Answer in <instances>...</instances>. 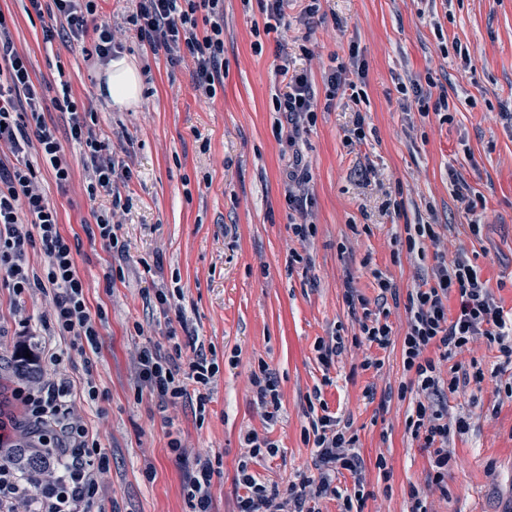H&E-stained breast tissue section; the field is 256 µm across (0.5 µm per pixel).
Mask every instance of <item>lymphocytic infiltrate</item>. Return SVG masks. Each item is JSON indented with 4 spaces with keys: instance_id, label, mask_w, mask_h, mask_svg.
<instances>
[{
    "instance_id": "1",
    "label": "lymphocytic infiltrate",
    "mask_w": 512,
    "mask_h": 512,
    "mask_svg": "<svg viewBox=\"0 0 512 512\" xmlns=\"http://www.w3.org/2000/svg\"><path fill=\"white\" fill-rule=\"evenodd\" d=\"M29 0L35 13H47L43 25L45 42L58 37L81 39L94 34V52L100 59L114 55L116 46L109 26L97 23L94 0ZM132 18L138 36L152 54H164L171 64L191 60L195 88L214 98L224 84V0H137ZM0 59L6 63L0 78V144L9 145L18 161L0 162V269L15 293L32 289L51 295L43 319L45 330L70 337L72 343L98 348L97 318L89 311L85 284L77 273L72 246L60 230L58 213L35 185L36 170L24 161L29 147H38L51 165L58 185L71 178V163L42 113V87L32 79L25 57L15 47L4 15L0 14ZM69 114L70 139L81 146L83 158L92 171L89 196L111 192L115 166L112 145L99 135L93 113L79 111L70 93L58 102ZM315 94L306 74L292 72L287 91L276 100L277 111L286 115L288 142H295L302 126L316 119ZM43 252L42 270L24 262L28 249ZM457 296V312L448 308L449 296ZM409 314L402 339V365L408 378L400 396L410 399L406 425L412 435L422 437L431 448L426 485L447 492L448 471L455 462L451 442L468 427L464 415H449L443 395L456 391L458 375L443 376V362L461 353L481 337L512 360V318L492 297L480 269L466 255L458 253L452 262H439L431 278L421 280L407 294ZM437 357H430L429 349ZM219 368L205 357L181 364L154 343L138 354L137 374L142 388L162 404L175 405L196 399L205 407L206 394ZM26 406L24 431L36 436L45 448L42 467L20 473L0 464V512H88L99 489L107 460L100 456L98 443L82 420L72 412L73 386L54 376L19 389ZM313 474H298L286 489L266 483L250 470L258 457H273L278 446L256 434L246 437V451L237 468L240 489L237 512H316L317 502L331 496L339 500L341 512H363L369 496L357 451L359 437L350 424L341 423L330 412L312 420ZM348 471L353 489L341 491L336 476ZM214 475L211 456H197L182 483L191 512H212L210 485Z\"/></svg>"
}]
</instances>
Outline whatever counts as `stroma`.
Here are the masks:
<instances>
[{
  "mask_svg": "<svg viewBox=\"0 0 512 512\" xmlns=\"http://www.w3.org/2000/svg\"><path fill=\"white\" fill-rule=\"evenodd\" d=\"M28 6L0 0V12L13 19L15 49L49 88L42 111L71 161L69 183L57 185L36 148L26 156L72 243L87 306L104 318L98 353L81 355L69 338L44 330L50 295L15 293L0 271V446L18 444L25 419L14 331L27 321L34 346L65 351L62 372L75 388L89 378L97 385L96 399L75 402L108 462L93 512H188L182 482L188 458L199 453L219 461L213 512H235L237 467L251 432L279 448L251 462L252 472L286 487L313 468L304 431L307 399L316 393L358 433L369 493L363 512H402L410 487L425 488L430 462L406 428L408 404L397 393L405 380L408 291L463 249L495 300L512 308V0H320L311 17L302 0H290L278 29L260 35L261 0H224V85L210 100L194 88L192 61L173 66L146 50L131 22L136 0H97V22L111 27L120 54L142 77L137 104L124 110L98 89L106 64L87 58L91 39L44 42ZM356 63L364 70L357 92L330 93L329 74ZM287 64L307 74L317 100L315 124L293 146L275 102L286 90L280 70ZM413 80L430 82V102L447 97L452 121L405 106L400 88ZM63 83L112 143L116 194L87 193L82 151L54 101ZM360 116L361 141L353 134ZM296 154L306 173L299 210L287 202ZM455 176L485 199L479 235L452 192ZM117 194L128 207L113 209ZM108 212L131 244L121 260L86 232ZM302 222L317 228L305 246L290 230ZM418 223L441 233L420 261L398 244L406 225ZM295 251L302 261L292 260ZM380 276L398 288V301L378 304ZM350 288L370 310H387V348L351 346L360 313L345 301ZM160 292L168 308L158 303ZM336 334L348 346L323 366L316 344ZM150 340L218 364L205 412L190 400L165 408L139 392L134 359ZM366 354L381 359L382 369H362ZM262 361L281 396L273 421L249 388ZM455 361L489 379L448 397L450 413L465 415L470 427L453 440L459 465L448 472L447 493L425 489L428 507L512 512V397L504 391L512 362L481 340ZM174 438L186 461L171 452ZM381 455L390 477L376 468Z\"/></svg>",
  "mask_w": 512,
  "mask_h": 512,
  "instance_id": "stroma-1",
  "label": "stroma"
}]
</instances>
